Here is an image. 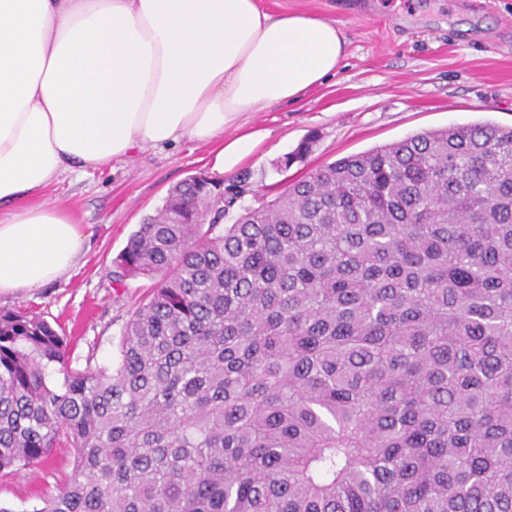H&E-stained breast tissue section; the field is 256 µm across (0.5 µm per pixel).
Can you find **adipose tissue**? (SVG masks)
Masks as SVG:
<instances>
[{"label":"adipose tissue","instance_id":"adipose-tissue-1","mask_svg":"<svg viewBox=\"0 0 512 512\" xmlns=\"http://www.w3.org/2000/svg\"><path fill=\"white\" fill-rule=\"evenodd\" d=\"M346 45L258 0H0V295L78 268L82 227L46 198L65 174L185 140L233 172L267 134L225 129L336 76Z\"/></svg>","mask_w":512,"mask_h":512}]
</instances>
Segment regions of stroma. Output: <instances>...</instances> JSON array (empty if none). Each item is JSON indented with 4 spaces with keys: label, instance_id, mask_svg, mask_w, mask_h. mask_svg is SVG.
<instances>
[{
    "label": "stroma",
    "instance_id": "obj_1",
    "mask_svg": "<svg viewBox=\"0 0 512 512\" xmlns=\"http://www.w3.org/2000/svg\"><path fill=\"white\" fill-rule=\"evenodd\" d=\"M259 0L273 14L304 13L336 22L347 52L336 77L300 101L241 118L268 138L239 165L250 177L246 202L280 195L317 167L424 131L485 119L512 126V0ZM310 152L279 165L306 138ZM210 145L186 140L137 152L99 169L70 173L50 196L84 224L89 249L69 279L35 292L0 296V309L44 316L67 338L72 363L86 355L108 366L121 330L152 281L112 285L113 263L143 219L176 183L211 175ZM72 467V451L53 449L42 463L0 473V506L41 512Z\"/></svg>",
    "mask_w": 512,
    "mask_h": 512
}]
</instances>
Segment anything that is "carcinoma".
Returning a JSON list of instances; mask_svg holds the SVG:
<instances>
[{
	"label": "carcinoma",
	"mask_w": 512,
	"mask_h": 512,
	"mask_svg": "<svg viewBox=\"0 0 512 512\" xmlns=\"http://www.w3.org/2000/svg\"><path fill=\"white\" fill-rule=\"evenodd\" d=\"M189 177L112 283V366L0 311V472L75 449L39 512H512V127L425 131L224 218ZM62 378H53L54 373Z\"/></svg>",
	"instance_id": "1"
}]
</instances>
